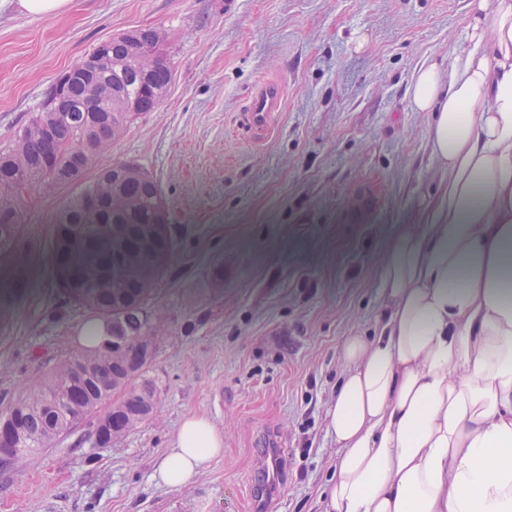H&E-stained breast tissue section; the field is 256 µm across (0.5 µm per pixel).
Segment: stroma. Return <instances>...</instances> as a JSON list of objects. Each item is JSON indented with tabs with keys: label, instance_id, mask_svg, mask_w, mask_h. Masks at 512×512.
Wrapping results in <instances>:
<instances>
[{
	"label": "stroma",
	"instance_id": "35a3bbf8",
	"mask_svg": "<svg viewBox=\"0 0 512 512\" xmlns=\"http://www.w3.org/2000/svg\"><path fill=\"white\" fill-rule=\"evenodd\" d=\"M470 0H73L53 15L0 7V149L55 81L101 42L164 35L172 82L84 178L137 165L166 201L172 246L152 302L165 334L152 416L95 443L97 416L0 470V512H325L342 454L327 411L341 345L368 336L375 267L394 225L411 223L438 170L428 113L410 85L465 47ZM281 84L273 131L253 142L243 110ZM80 186L34 190L23 235L0 252V413L65 356L89 315L46 319L79 257L53 244ZM203 416L224 452L181 488L156 469L183 420Z\"/></svg>",
	"mask_w": 512,
	"mask_h": 512
}]
</instances>
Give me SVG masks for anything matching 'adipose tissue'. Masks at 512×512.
Wrapping results in <instances>:
<instances>
[{
  "label": "adipose tissue",
  "mask_w": 512,
  "mask_h": 512,
  "mask_svg": "<svg viewBox=\"0 0 512 512\" xmlns=\"http://www.w3.org/2000/svg\"><path fill=\"white\" fill-rule=\"evenodd\" d=\"M466 41L410 87L439 181L376 269L373 336L343 344L326 512H512V0H471ZM223 446L187 418L160 481L189 484Z\"/></svg>",
  "instance_id": "adipose-tissue-1"
}]
</instances>
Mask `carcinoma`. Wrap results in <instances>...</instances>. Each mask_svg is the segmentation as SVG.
Returning a JSON list of instances; mask_svg holds the SVG:
<instances>
[{"label":"carcinoma","instance_id":"cac0c4a2","mask_svg":"<svg viewBox=\"0 0 512 512\" xmlns=\"http://www.w3.org/2000/svg\"><path fill=\"white\" fill-rule=\"evenodd\" d=\"M159 30H137L133 41L112 38L110 64L91 78L68 87L70 110L58 112L50 101L16 134L12 146L0 150V178L17 177L32 188L61 186L83 178L94 156L116 142L130 124L153 111L167 95L172 70L158 46ZM23 203L0 186V250L20 237ZM156 182L137 166L115 162L67 202L56 219L55 245L67 251L95 244L96 270L59 285L61 302L52 318L62 320L73 306L86 308L91 326H100L101 342L83 347L80 357L91 365L94 379L71 374L70 358L60 360L47 377L7 413L18 418L20 436L8 441L22 457L51 448L67 426L69 415L88 417L110 400L108 389L122 385L124 398L109 408L99 428L131 430L149 418L157 384L146 377L151 358L143 343L160 336L148 306L166 273L170 227ZM123 343L125 362H112L108 338ZM134 364L131 373L128 364Z\"/></svg>","mask_w":512,"mask_h":512}]
</instances>
